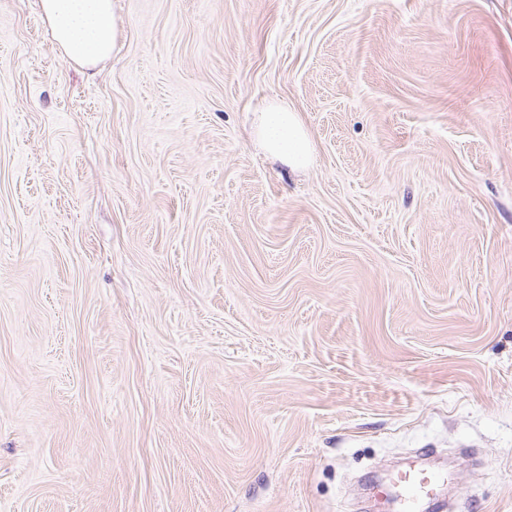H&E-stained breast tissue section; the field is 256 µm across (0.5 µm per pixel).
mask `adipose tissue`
<instances>
[{"instance_id":"obj_1","label":"adipose tissue","mask_w":512,"mask_h":512,"mask_svg":"<svg viewBox=\"0 0 512 512\" xmlns=\"http://www.w3.org/2000/svg\"><path fill=\"white\" fill-rule=\"evenodd\" d=\"M41 9L69 61L93 67L109 57L116 36L112 0H41ZM255 128L270 157L298 172L309 167L313 144L288 104L276 103L258 112Z\"/></svg>"}]
</instances>
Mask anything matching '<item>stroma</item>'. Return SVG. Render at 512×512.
I'll return each instance as SVG.
<instances>
[{
    "instance_id": "35a3bbf8",
    "label": "stroma",
    "mask_w": 512,
    "mask_h": 512,
    "mask_svg": "<svg viewBox=\"0 0 512 512\" xmlns=\"http://www.w3.org/2000/svg\"><path fill=\"white\" fill-rule=\"evenodd\" d=\"M113 2L0 0V512H512V0ZM43 16L65 57L93 67L109 57L116 25L112 0H41ZM256 135L261 147L273 159L293 171L306 170L313 156V144L298 115L286 103H275L258 112ZM447 486L448 475L444 471L414 465L400 471L392 485L380 488L378 494L392 498V512H426Z\"/></svg>"
}]
</instances>
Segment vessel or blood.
<instances>
[{"instance_id": "b4317fda", "label": "vessel or blood", "mask_w": 512, "mask_h": 512, "mask_svg": "<svg viewBox=\"0 0 512 512\" xmlns=\"http://www.w3.org/2000/svg\"><path fill=\"white\" fill-rule=\"evenodd\" d=\"M447 486L444 471L411 466L400 471L392 485L380 488L379 494L392 499L394 512H428Z\"/></svg>"}]
</instances>
